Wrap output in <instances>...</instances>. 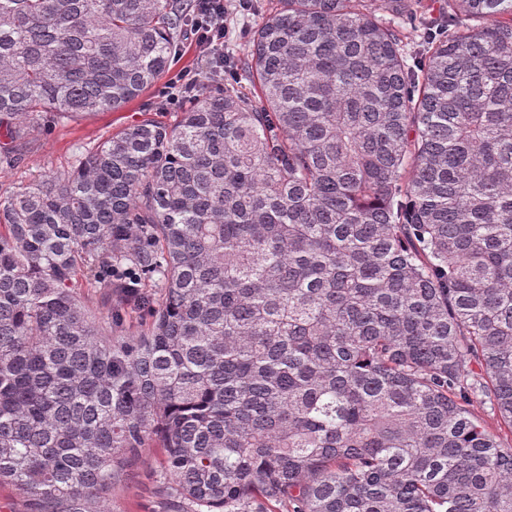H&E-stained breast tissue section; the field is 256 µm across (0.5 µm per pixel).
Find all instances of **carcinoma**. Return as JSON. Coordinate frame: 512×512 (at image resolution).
<instances>
[{
  "mask_svg": "<svg viewBox=\"0 0 512 512\" xmlns=\"http://www.w3.org/2000/svg\"><path fill=\"white\" fill-rule=\"evenodd\" d=\"M193 8L0 0V168ZM239 65L0 197V485L108 512L152 444L170 512H512V0H278Z\"/></svg>",
  "mask_w": 512,
  "mask_h": 512,
  "instance_id": "carcinoma-1",
  "label": "carcinoma"
}]
</instances>
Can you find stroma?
<instances>
[{"label": "stroma", "instance_id": "1", "mask_svg": "<svg viewBox=\"0 0 512 512\" xmlns=\"http://www.w3.org/2000/svg\"><path fill=\"white\" fill-rule=\"evenodd\" d=\"M261 20L262 15L257 10L226 13L224 26L228 34L224 42L225 52L237 57L246 55L251 34ZM182 74L200 79L205 76L195 44L186 32L181 35L168 72L122 110L52 122L33 132L24 161L13 169L0 171V196H9L31 179L66 168L76 146H94L122 128L142 120L144 115H151L162 122H173L178 109L168 104L167 91L170 81ZM160 457V449L143 450L128 476L109 491L107 504L110 512H161V504L151 498L145 489L147 479L157 467Z\"/></svg>", "mask_w": 512, "mask_h": 512}]
</instances>
